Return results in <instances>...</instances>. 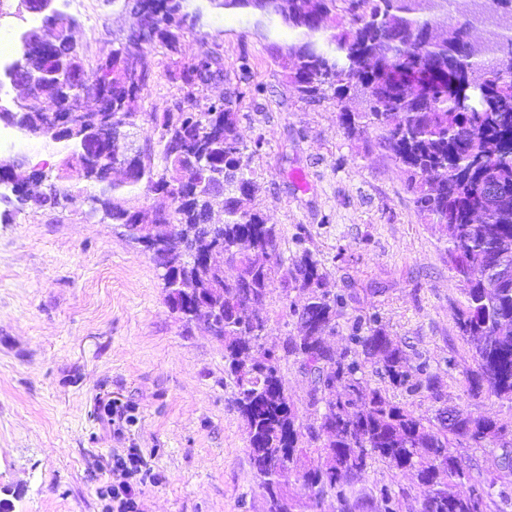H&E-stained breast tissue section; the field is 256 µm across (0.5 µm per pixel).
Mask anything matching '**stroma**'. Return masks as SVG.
<instances>
[{"mask_svg":"<svg viewBox=\"0 0 512 512\" xmlns=\"http://www.w3.org/2000/svg\"><path fill=\"white\" fill-rule=\"evenodd\" d=\"M73 38L94 71L135 23L124 0H60ZM245 15L211 16L184 31L178 53L146 48L151 76L135 109L182 100L173 74L207 53L224 76L195 90L199 105L231 98L250 157L254 207L288 243L304 238L349 297L331 339L349 346L352 316L377 314L411 365L426 364L448 404L512 424V401L472 400L473 360L452 316L462 285L448 269L445 236L416 210L398 163L376 131L349 135L331 99L310 101L290 85L276 56L287 32L251 34ZM0 163L57 172L59 150L15 133ZM151 256L115 224L82 206L25 208L0 220V486L18 489L14 512H112L111 488L131 484L138 512H263L224 344L179 320ZM138 450L150 483L114 468ZM405 488L400 512H418L424 488L412 472L374 463L367 494Z\"/></svg>","mask_w":512,"mask_h":512,"instance_id":"obj_1","label":"stroma"}]
</instances>
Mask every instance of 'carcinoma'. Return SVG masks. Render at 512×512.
<instances>
[{
	"instance_id": "obj_1",
	"label": "carcinoma",
	"mask_w": 512,
	"mask_h": 512,
	"mask_svg": "<svg viewBox=\"0 0 512 512\" xmlns=\"http://www.w3.org/2000/svg\"><path fill=\"white\" fill-rule=\"evenodd\" d=\"M138 17L146 38L112 49L89 74L72 41L43 46L32 41L31 28L20 35L26 49L3 71L0 91L12 68L44 72L49 80L32 89L16 120L34 135L44 125L58 128L56 145L63 166H84L91 192L74 189L41 169L22 174L0 170V182L12 177L9 191L27 206V185L54 183L58 193L41 203L51 209L85 204L99 195L103 218L125 227L131 241L139 224L149 221L153 234L182 240L160 261L178 271L189 289V303L224 310V323L206 314L183 313L224 342V372L234 386V403L247 432V451L261 489L265 512H302L289 488L296 475L308 499L336 500V512H397L404 489H380V501L358 489L372 464L412 471L427 488L420 512H484V498L473 503L455 494L471 470L470 459L456 446H498L499 478L512 477V440L508 426L486 414L464 415L445 405L435 384L412 382L425 365L412 367L401 343L374 314L358 315L349 336L351 347L337 352L335 335L347 298L325 288L326 273L303 246L292 257L276 226L247 202L253 171L244 156L256 153L238 133L232 101L218 99L202 111L193 90L223 77L220 57L204 55L173 74L188 88L174 108L148 113L155 137L144 142L137 158L139 175L111 177L100 156L104 143L88 155L64 119L72 102L95 98L112 119H129L139 129L133 103L150 76L144 46L158 42L175 52L182 31L194 16L208 12H244L253 33L267 37L272 24L293 36L287 47L289 81L306 99L327 92L338 107V120L350 134L381 131L380 145L401 165L407 190L419 213L445 232L448 269L463 284V301L454 310L456 325L472 351L466 370L468 395L512 401V275L506 280L486 274L506 259L512 266V0H125ZM455 10L458 21L441 16ZM37 25L65 21L50 16L31 0ZM479 26L501 31L494 41L474 35ZM360 99L362 109L348 103ZM162 193L171 202L165 212L148 214L134 205L140 193ZM224 206L223 227L213 230V204ZM280 284L306 293L301 305L289 302L296 333L283 337L284 357L293 358L309 385L313 422H299L293 396L281 372V357L264 347L268 325V289ZM394 387L414 393L426 386L433 415L393 401L369 386L366 364Z\"/></svg>"
}]
</instances>
